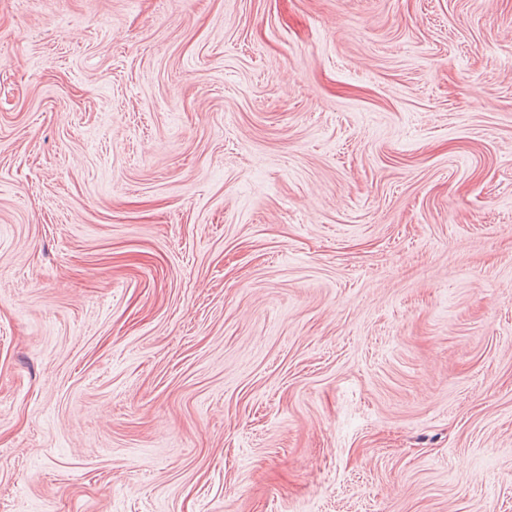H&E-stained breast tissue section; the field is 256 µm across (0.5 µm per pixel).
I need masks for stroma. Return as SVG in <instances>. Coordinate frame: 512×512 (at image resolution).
<instances>
[{
    "mask_svg": "<svg viewBox=\"0 0 512 512\" xmlns=\"http://www.w3.org/2000/svg\"><path fill=\"white\" fill-rule=\"evenodd\" d=\"M0 512H512V0H0Z\"/></svg>",
    "mask_w": 512,
    "mask_h": 512,
    "instance_id": "stroma-1",
    "label": "stroma"
}]
</instances>
